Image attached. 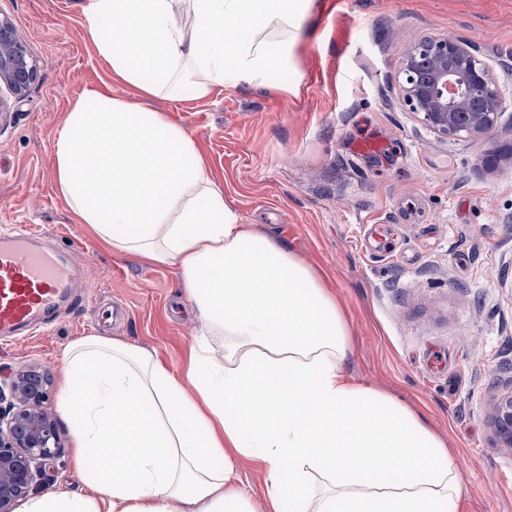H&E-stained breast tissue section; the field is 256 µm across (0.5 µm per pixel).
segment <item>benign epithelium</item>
Segmentation results:
<instances>
[{"instance_id":"7a95c632","label":"benign epithelium","mask_w":512,"mask_h":512,"mask_svg":"<svg viewBox=\"0 0 512 512\" xmlns=\"http://www.w3.org/2000/svg\"><path fill=\"white\" fill-rule=\"evenodd\" d=\"M37 67L11 23L0 18V119L22 101ZM398 82L408 112L430 132L448 139H479L498 125L502 89L479 48L453 37L425 39L401 60ZM50 374L37 366L17 370L11 402L0 409V512H16L32 490L39 465L60 454L55 416L45 408ZM488 425L500 447L512 450V389L491 401Z\"/></svg>"}]
</instances>
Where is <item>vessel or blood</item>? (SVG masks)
<instances>
[{
    "mask_svg": "<svg viewBox=\"0 0 512 512\" xmlns=\"http://www.w3.org/2000/svg\"><path fill=\"white\" fill-rule=\"evenodd\" d=\"M87 295L75 250L49 246L24 230L0 231L1 338L47 327L61 305L81 304Z\"/></svg>",
    "mask_w": 512,
    "mask_h": 512,
    "instance_id": "b4317fda",
    "label": "vessel or blood"
}]
</instances>
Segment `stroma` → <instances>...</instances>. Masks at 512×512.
Here are the masks:
<instances>
[{
  "label": "stroma",
  "instance_id": "obj_1",
  "mask_svg": "<svg viewBox=\"0 0 512 512\" xmlns=\"http://www.w3.org/2000/svg\"><path fill=\"white\" fill-rule=\"evenodd\" d=\"M86 0H0V17L37 64L26 97L0 121V227L31 228L76 248L89 292L57 327L0 341V385L44 366L60 411L71 341L90 334L185 363L201 324L178 272L100 244L54 188L53 145L77 96L111 83L91 41ZM452 36L492 61L503 90L498 127L477 140L437 137L406 112L397 74L405 50ZM263 87L205 99L150 100L196 141L242 223L316 268L344 308L347 370L417 410L463 478L464 512H512V451L487 422L512 388V164L484 160L512 145V0H318ZM380 155L354 153L362 139ZM42 466L37 489L98 496L72 463L73 435Z\"/></svg>",
  "mask_w": 512,
  "mask_h": 512
}]
</instances>
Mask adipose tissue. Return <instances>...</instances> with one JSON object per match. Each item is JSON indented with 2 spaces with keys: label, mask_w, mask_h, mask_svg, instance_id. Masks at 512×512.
<instances>
[{
  "label": "adipose tissue",
  "mask_w": 512,
  "mask_h": 512,
  "mask_svg": "<svg viewBox=\"0 0 512 512\" xmlns=\"http://www.w3.org/2000/svg\"><path fill=\"white\" fill-rule=\"evenodd\" d=\"M317 0H87L113 82L90 88L53 148L55 189L103 245L176 268L202 325L181 370L85 336L62 352L74 466L98 497L49 489L19 512H254L234 461L261 463L268 512H462L445 442L354 383L347 319L320 274L241 223L195 140L147 98L264 84Z\"/></svg>",
  "instance_id": "adipose-tissue-1"
}]
</instances>
